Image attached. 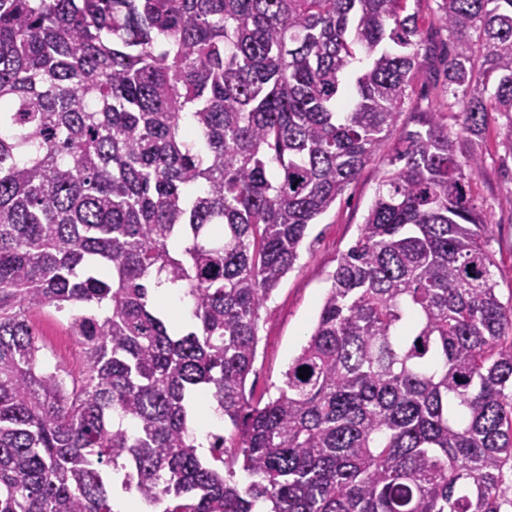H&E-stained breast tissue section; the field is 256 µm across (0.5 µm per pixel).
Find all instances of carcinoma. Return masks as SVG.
Here are the masks:
<instances>
[{"label": "carcinoma", "instance_id": "1", "mask_svg": "<svg viewBox=\"0 0 512 512\" xmlns=\"http://www.w3.org/2000/svg\"><path fill=\"white\" fill-rule=\"evenodd\" d=\"M412 1L0 0V512H115L117 484L153 512L512 508V302L472 194L493 113L512 127V0H435L443 56ZM425 68L448 112L402 131L252 402L260 310ZM199 394L233 453L198 441ZM36 331L48 349L52 362L68 368L77 367L81 361V349L66 320L52 308H46L33 316Z\"/></svg>", "mask_w": 512, "mask_h": 512}]
</instances>
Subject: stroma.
<instances>
[{
	"instance_id": "1",
	"label": "stroma",
	"mask_w": 512,
	"mask_h": 512,
	"mask_svg": "<svg viewBox=\"0 0 512 512\" xmlns=\"http://www.w3.org/2000/svg\"><path fill=\"white\" fill-rule=\"evenodd\" d=\"M408 99L381 150L345 193L315 224L309 225L295 267L260 311L259 345L246 386L254 398L276 396L289 362L308 340L322 302L331 286L338 260L354 244L388 168L399 134L413 128L414 115L441 109L445 96L429 73L419 74L407 90ZM512 134L505 118L492 122L480 150L483 166L474 180L477 205L493 226L489 250L495 263L502 301L512 300V154L503 143ZM33 321L54 362L69 368L81 361V349L65 319L54 309L37 313Z\"/></svg>"
}]
</instances>
